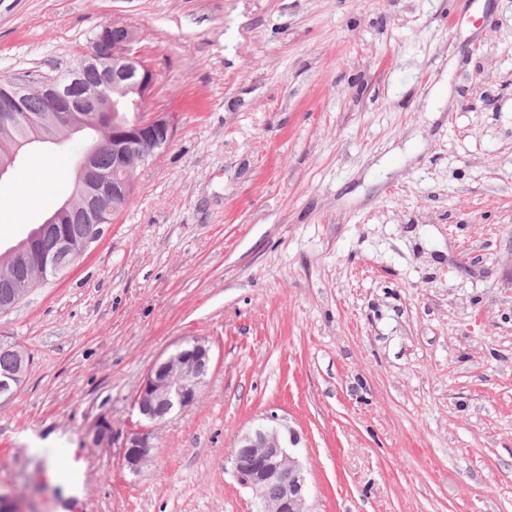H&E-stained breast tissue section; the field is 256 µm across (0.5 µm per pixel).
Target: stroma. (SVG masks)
I'll use <instances>...</instances> for the list:
<instances>
[{"instance_id":"35a3bbf8","label":"stroma","mask_w":512,"mask_h":512,"mask_svg":"<svg viewBox=\"0 0 512 512\" xmlns=\"http://www.w3.org/2000/svg\"><path fill=\"white\" fill-rule=\"evenodd\" d=\"M113 22L175 133L103 236L0 314L31 356L0 403V491L250 512L226 455L274 416L314 512H512V0H0V79L65 71ZM87 142L0 177V253ZM194 337L207 384L130 473L134 398Z\"/></svg>"}]
</instances>
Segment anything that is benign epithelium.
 <instances>
[{
  "mask_svg": "<svg viewBox=\"0 0 512 512\" xmlns=\"http://www.w3.org/2000/svg\"><path fill=\"white\" fill-rule=\"evenodd\" d=\"M126 31L124 50L108 61L91 53L88 60L102 68L104 81L131 94L130 117L125 124L112 126V137L93 144L89 153L112 148L117 164L132 173L158 156L173 134V117L167 112H150L147 102L156 84V72L139 47V32L126 25L115 24ZM74 71L64 79L44 84L48 107L58 112V120L68 121V113L98 112L102 95L99 90L77 91ZM76 180L88 188V219L95 224L93 233L80 245L66 236H59L55 249L49 254H34L44 270H62L60 258L78 249L86 250L103 233L99 221L112 213L108 184L96 179L88 160H83ZM19 359V371L8 380L0 381V395L8 400L13 396L11 383L25 376L30 366L29 354L17 343L9 342ZM212 361L211 347L203 338L195 337L189 347L178 349L156 362L145 375L134 405L140 421L131 428L124 440L123 465L134 473L140 472L151 458L154 448L153 429L164 413L174 414L192 406L198 399ZM295 432L282 424L260 425L236 436L227 456L238 484L245 489L256 506V512H313L309 502L307 476L298 455Z\"/></svg>",
  "mask_w": 512,
  "mask_h": 512,
  "instance_id": "benign-epithelium-1",
  "label": "benign epithelium"
}]
</instances>
